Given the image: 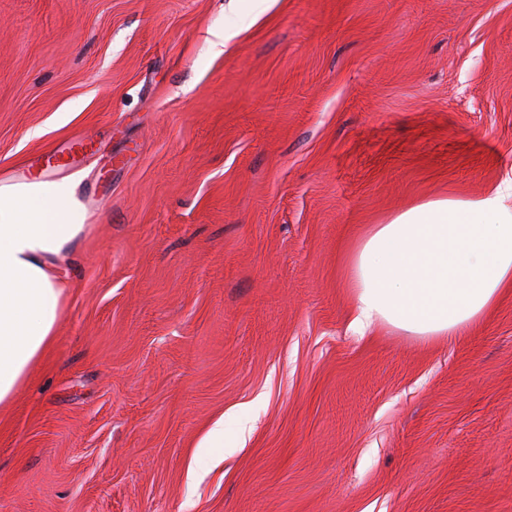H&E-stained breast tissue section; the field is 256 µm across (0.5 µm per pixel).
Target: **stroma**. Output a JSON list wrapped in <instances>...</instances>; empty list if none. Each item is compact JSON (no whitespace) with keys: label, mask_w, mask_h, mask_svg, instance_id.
I'll use <instances>...</instances> for the list:
<instances>
[{"label":"stroma","mask_w":512,"mask_h":512,"mask_svg":"<svg viewBox=\"0 0 512 512\" xmlns=\"http://www.w3.org/2000/svg\"><path fill=\"white\" fill-rule=\"evenodd\" d=\"M510 168L512 0H0V176L87 209L0 512H512V288L450 342L346 284Z\"/></svg>","instance_id":"35a3bbf8"}]
</instances>
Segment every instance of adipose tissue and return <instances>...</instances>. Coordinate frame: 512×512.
Here are the masks:
<instances>
[{"label":"adipose tissue","instance_id":"1","mask_svg":"<svg viewBox=\"0 0 512 512\" xmlns=\"http://www.w3.org/2000/svg\"><path fill=\"white\" fill-rule=\"evenodd\" d=\"M512 174L479 199H432L374 225L355 247L351 323L420 338L465 335L512 283ZM86 212L68 178L0 180V406L54 340L62 315L52 257L84 230Z\"/></svg>","mask_w":512,"mask_h":512}]
</instances>
